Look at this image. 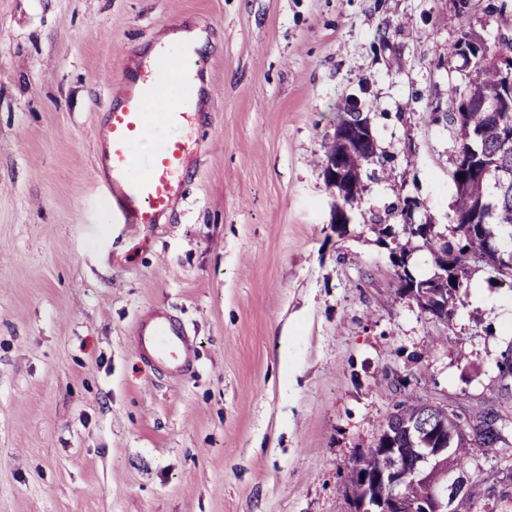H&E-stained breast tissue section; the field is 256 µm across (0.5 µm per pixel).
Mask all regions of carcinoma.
<instances>
[{"mask_svg": "<svg viewBox=\"0 0 512 512\" xmlns=\"http://www.w3.org/2000/svg\"><path fill=\"white\" fill-rule=\"evenodd\" d=\"M498 72L490 64L478 70L476 78L466 87L464 93L493 97L498 87ZM461 95H448L447 120L454 127L458 152L457 155L468 154L470 148L478 152V162L490 168V174L484 181L465 173L461 160H455L452 173L456 198L454 204V232L458 233L456 242L462 243L454 261H448L452 247L441 242V236L432 235L425 239L429 246L439 273L427 278L416 279L404 273L398 275L403 294H414L416 300L427 296L431 288L444 290L442 296L448 298V313H453L455 301L461 292L464 280L469 274V263L484 253L492 242L502 244L504 250L512 252V142L507 143L499 136L498 128L502 124L512 126V107H505L500 112L491 114L480 109L460 115ZM336 152L338 166L346 171L350 179L349 194L345 198L347 206L357 203L362 189L360 172L364 164L376 156V145L373 134L367 132L358 143L348 147L336 144V149L325 150V154ZM464 178H457L458 174ZM475 221L482 226L481 232L468 235L465 219ZM445 411L432 406H403L397 409L387 420L386 428L390 436L380 437L375 446L363 453L368 465L376 468L384 460L385 448L396 445L400 448L407 445L406 422L415 420L425 428L424 438L427 444L436 448L448 443V431L460 427L474 429L468 424L461 426L452 421L442 422ZM453 464L461 471H466L465 464L471 454V448L462 440L453 445Z\"/></svg>", "mask_w": 512, "mask_h": 512, "instance_id": "carcinoma-1", "label": "carcinoma"}]
</instances>
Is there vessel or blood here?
Returning a JSON list of instances; mask_svg holds the SVG:
<instances>
[{"label": "vessel or blood", "instance_id": "vessel-or-blood-1", "mask_svg": "<svg viewBox=\"0 0 512 512\" xmlns=\"http://www.w3.org/2000/svg\"><path fill=\"white\" fill-rule=\"evenodd\" d=\"M197 53L134 55L96 129L98 183L112 202V220L132 231L158 224L180 203L178 188L202 146V87ZM140 356L182 378L197 368L194 341L165 307L141 311L134 329Z\"/></svg>", "mask_w": 512, "mask_h": 512}]
</instances>
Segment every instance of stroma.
I'll use <instances>...</instances> for the list:
<instances>
[{
	"label": "stroma",
	"mask_w": 512,
	"mask_h": 512,
	"mask_svg": "<svg viewBox=\"0 0 512 512\" xmlns=\"http://www.w3.org/2000/svg\"><path fill=\"white\" fill-rule=\"evenodd\" d=\"M210 25L205 153L165 224L124 232L94 131L130 49ZM512 41V0H0V512H351L345 481L397 405L503 435L471 451V512H512V280L480 262L450 321L400 293L395 206L447 232L448 50ZM370 122L345 229L322 159ZM171 307L198 366L134 347Z\"/></svg>",
	"instance_id": "stroma-1"
}]
</instances>
